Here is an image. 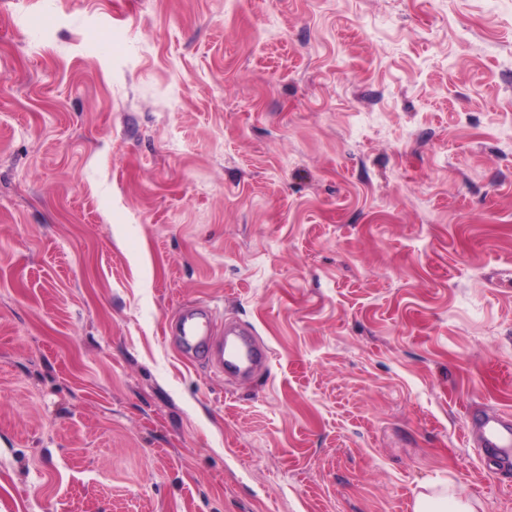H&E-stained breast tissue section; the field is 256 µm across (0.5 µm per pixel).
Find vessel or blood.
<instances>
[{"instance_id":"vessel-or-blood-1","label":"vessel or blood","mask_w":512,"mask_h":512,"mask_svg":"<svg viewBox=\"0 0 512 512\" xmlns=\"http://www.w3.org/2000/svg\"><path fill=\"white\" fill-rule=\"evenodd\" d=\"M213 316L209 310L195 308L184 311L176 324L178 346L187 357L210 359L220 373L242 378L269 360V351L255 340L252 331L236 322L224 325L221 336L212 332ZM465 439H476L484 459L512 466V416L502 412L470 413Z\"/></svg>"}]
</instances>
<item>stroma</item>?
<instances>
[{"mask_svg": "<svg viewBox=\"0 0 512 512\" xmlns=\"http://www.w3.org/2000/svg\"><path fill=\"white\" fill-rule=\"evenodd\" d=\"M250 327L243 380L182 310ZM512 413V0H0V512H412ZM213 316L203 308L185 310L176 324L178 346L187 357L210 359L218 373L249 378L269 360L267 348L257 343L252 331L236 322L224 323V332L212 337Z\"/></svg>", "mask_w": 512, "mask_h": 512, "instance_id": "1", "label": "stroma"}]
</instances>
